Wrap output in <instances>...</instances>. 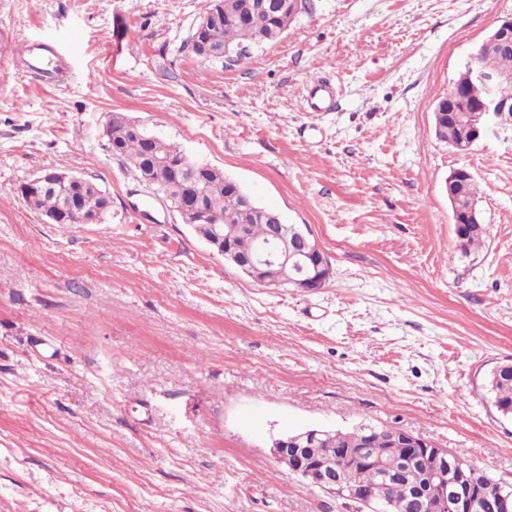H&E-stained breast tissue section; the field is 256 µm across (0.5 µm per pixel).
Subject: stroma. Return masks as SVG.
Masks as SVG:
<instances>
[{"label":"stroma","instance_id":"35a3bbf8","mask_svg":"<svg viewBox=\"0 0 512 512\" xmlns=\"http://www.w3.org/2000/svg\"><path fill=\"white\" fill-rule=\"evenodd\" d=\"M246 64L180 45L200 0H0V512H346L273 439L371 420L512 483V122L469 154L432 107L512 0H312ZM60 47L52 73L27 48ZM327 80L333 104L303 105ZM220 167L330 260L326 288L225 262L111 154L112 113ZM467 168L489 235L462 256ZM57 169L110 198L53 224L21 184ZM460 176L471 177L472 174L464 167L452 169L446 179V191L448 193V199L452 201L453 204L452 219L455 228L464 224L459 230H455V235L459 250L462 254L467 256L472 250H478L484 244L487 237V229L482 221H480V224H470L471 218L476 220L475 208L465 213L458 210L454 192L460 183ZM458 189L462 192V200H476L478 202V188L474 178L462 180ZM485 390L496 410L503 417L512 418V362H502L491 369Z\"/></svg>","mask_w":512,"mask_h":512}]
</instances>
